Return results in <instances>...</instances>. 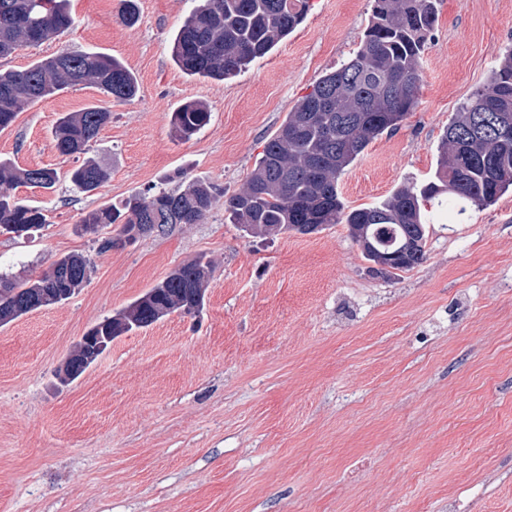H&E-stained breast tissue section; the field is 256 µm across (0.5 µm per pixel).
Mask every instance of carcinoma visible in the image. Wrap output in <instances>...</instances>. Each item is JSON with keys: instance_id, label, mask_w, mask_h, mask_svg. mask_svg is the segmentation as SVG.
<instances>
[{"instance_id": "carcinoma-1", "label": "carcinoma", "mask_w": 512, "mask_h": 512, "mask_svg": "<svg viewBox=\"0 0 512 512\" xmlns=\"http://www.w3.org/2000/svg\"><path fill=\"white\" fill-rule=\"evenodd\" d=\"M440 0H372V15L360 46L286 115L267 140L244 185L224 201L233 223L250 235L312 234L345 224L355 244L367 237L384 252L408 256L388 272L409 271L426 258L428 224L423 208L437 202L462 215L470 205L487 206L512 190V51L448 124L428 182L404 184L387 199L362 208L345 205L340 177L379 136L393 131L418 102L421 60L434 30ZM309 0H195L172 39V59L191 77L226 80L264 57L302 23ZM74 23L67 0H0V60L49 41ZM77 85H90L119 102L132 100L137 84L116 58L97 51L62 48L24 70L0 69V129L31 104ZM112 113L96 106L58 117L53 135L63 155L83 154ZM209 122L196 101L171 116L174 136L189 140ZM108 171L87 161L69 173L72 186L89 194ZM184 187L134 194L122 203L88 212L84 229L103 231L116 223L197 224L223 197L209 183L186 180ZM57 173L48 168L17 169L0 160V227L27 232L44 215L11 194L27 183L52 188ZM91 262L79 254L54 261L56 279L36 276L17 281L0 276V325L31 311L60 304L82 288ZM211 261L197 257L175 268L159 284L93 326L98 336H122L203 305ZM90 347L78 343L63 367L72 382L91 365Z\"/></svg>"}]
</instances>
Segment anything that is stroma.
<instances>
[{"instance_id": "stroma-1", "label": "stroma", "mask_w": 512, "mask_h": 512, "mask_svg": "<svg viewBox=\"0 0 512 512\" xmlns=\"http://www.w3.org/2000/svg\"><path fill=\"white\" fill-rule=\"evenodd\" d=\"M70 0L75 26L0 62L25 69L62 47L122 60L127 102L77 86L19 112L0 157L50 168L14 194L46 222L0 228V274L35 277L60 256L90 259L62 304L0 326V512H512V192L462 216L435 215L427 255L383 278L344 224L250 237L216 205L198 224L103 251L80 229L105 203L176 170L233 194L267 139L327 71L357 51L372 0H311L271 53L224 80L184 74L171 40L193 0ZM512 47V0H441L419 104L339 180L348 207L434 173L457 108ZM202 102L209 124L175 139L170 117ZM107 109L86 153L52 129ZM108 180L73 192L86 161ZM213 263L204 307L115 338L78 379L57 373L82 336L197 256Z\"/></svg>"}]
</instances>
